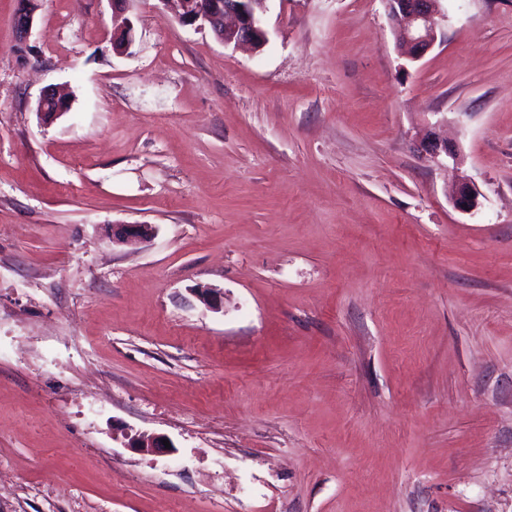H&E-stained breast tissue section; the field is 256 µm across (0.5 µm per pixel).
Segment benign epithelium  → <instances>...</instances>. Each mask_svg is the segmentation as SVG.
Here are the masks:
<instances>
[{
    "label": "benign epithelium",
    "instance_id": "obj_1",
    "mask_svg": "<svg viewBox=\"0 0 512 512\" xmlns=\"http://www.w3.org/2000/svg\"><path fill=\"white\" fill-rule=\"evenodd\" d=\"M130 0H112L115 14L123 17L122 25L112 37V48L122 54L132 42L133 24L124 16ZM179 5V20L187 25L202 22L209 25L214 33L226 45L250 44L261 47L267 40L263 27V16L267 11L268 0H176ZM389 14L398 23L397 47L402 55L416 61L433 47L437 40V30L445 15L439 8L440 0H385ZM15 18V28L19 39L29 35L37 10L35 0H21ZM53 101L57 116L66 108L62 98L54 92L45 94L38 104L40 116L46 115L48 101ZM421 150L431 156L445 154L458 159L459 150L448 144L436 133H429L421 141ZM451 200L458 210L471 213L480 206L479 193L466 179L455 177L451 184ZM155 235V228L150 224H114L112 225V241L123 243L132 240H143Z\"/></svg>",
    "mask_w": 512,
    "mask_h": 512
}]
</instances>
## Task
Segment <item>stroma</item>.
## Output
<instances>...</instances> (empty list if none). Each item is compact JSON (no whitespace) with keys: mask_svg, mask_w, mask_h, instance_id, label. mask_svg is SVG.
Here are the masks:
<instances>
[{"mask_svg":"<svg viewBox=\"0 0 512 512\" xmlns=\"http://www.w3.org/2000/svg\"><path fill=\"white\" fill-rule=\"evenodd\" d=\"M19 7L0 512H512V0H442L416 62L383 0H270L257 50L133 0L125 54L111 0H38L23 41ZM421 150L431 156H439L444 153L452 157L456 162L459 156V150L456 146L448 144L447 139H442L435 132L429 133L421 141ZM451 200L455 208L471 213L480 206L479 193L466 179L455 176L451 184ZM155 228L150 224H112V241L123 243L143 240L155 235Z\"/></svg>","mask_w":512,"mask_h":512,"instance_id":"stroma-1","label":"stroma"}]
</instances>
